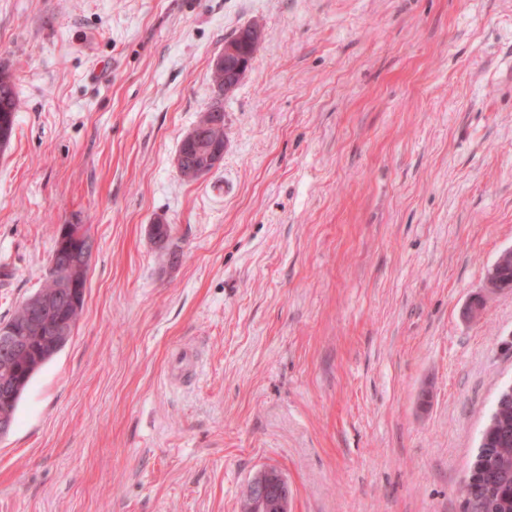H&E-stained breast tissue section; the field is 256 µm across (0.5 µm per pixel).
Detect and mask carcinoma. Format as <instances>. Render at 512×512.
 <instances>
[{
  "instance_id": "carcinoma-1",
  "label": "carcinoma",
  "mask_w": 512,
  "mask_h": 512,
  "mask_svg": "<svg viewBox=\"0 0 512 512\" xmlns=\"http://www.w3.org/2000/svg\"><path fill=\"white\" fill-rule=\"evenodd\" d=\"M246 30L256 33V37L246 43H235L239 55L253 59L261 43V29L253 23ZM214 83L219 94L233 92L239 80L224 74V71H212ZM19 103L15 92L13 76L6 70H0V113H5L6 126L0 129L4 142L10 143L13 136ZM224 113L221 103L210 105L202 113L197 126L207 127L208 139L224 140V124L210 125L214 113ZM84 302L69 303L61 312H48L45 318L53 322L62 319L74 330L82 313ZM72 334L45 340L34 331L30 336L29 350L16 355L6 363L0 359V380H8L12 386L9 401L0 402V413L7 416L10 424H15L19 403L41 369L52 361L68 344ZM478 464L471 470V482L465 512H512V393L505 390L497 399L490 423L481 435Z\"/></svg>"
}]
</instances>
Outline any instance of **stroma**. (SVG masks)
Wrapping results in <instances>:
<instances>
[{
	"label": "stroma",
	"instance_id": "stroma-1",
	"mask_svg": "<svg viewBox=\"0 0 512 512\" xmlns=\"http://www.w3.org/2000/svg\"><path fill=\"white\" fill-rule=\"evenodd\" d=\"M0 69V322L59 225L94 241L0 437V512H239L265 466L288 512H463L512 386V290L484 288L512 248V0H0ZM218 98L224 161L184 181ZM244 29L257 34L256 37L252 38L249 42L235 43L239 55L245 56L247 61L253 59L255 53L257 52L260 46L261 29L259 25L256 23H253L245 27ZM230 55H236L234 50L224 48L213 60L214 69H224L216 71L212 68L213 80L220 95H226L228 93L233 92L236 89L240 82V80H238L237 78H242L248 66V62H246L244 59H239L238 56H236V58H233L230 57ZM226 70L228 72L234 73L237 78L232 79L230 75H224V71ZM19 110V103L15 92L13 76L6 70H0V114L5 113L6 126L1 127L4 136V147L8 146L13 136L16 114ZM3 147V148H4Z\"/></svg>",
	"mask_w": 512,
	"mask_h": 512
}]
</instances>
